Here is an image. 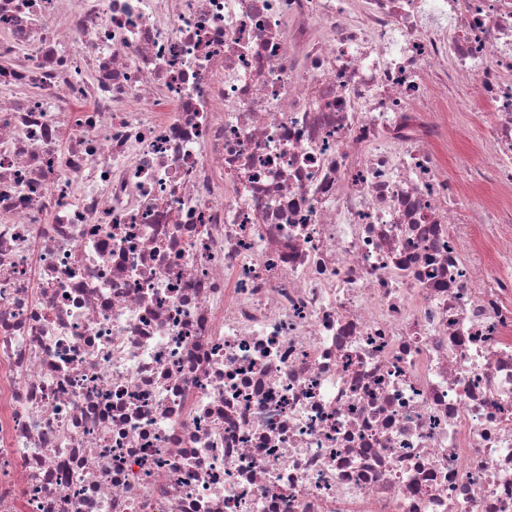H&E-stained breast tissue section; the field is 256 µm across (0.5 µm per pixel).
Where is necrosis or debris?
Segmentation results:
<instances>
[{
  "mask_svg": "<svg viewBox=\"0 0 512 512\" xmlns=\"http://www.w3.org/2000/svg\"><path fill=\"white\" fill-rule=\"evenodd\" d=\"M0 512H512V0H0Z\"/></svg>",
  "mask_w": 512,
  "mask_h": 512,
  "instance_id": "obj_1",
  "label": "necrosis or debris"
}]
</instances>
